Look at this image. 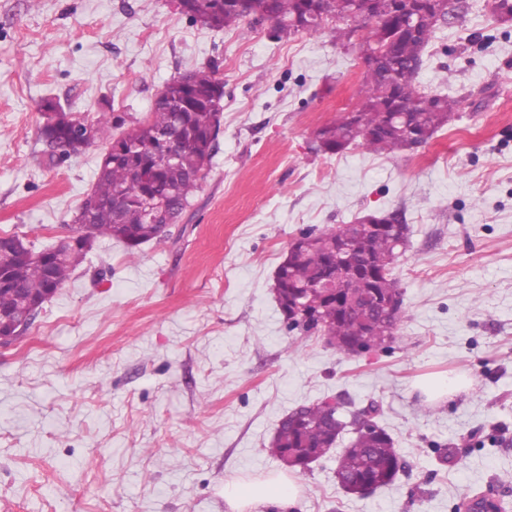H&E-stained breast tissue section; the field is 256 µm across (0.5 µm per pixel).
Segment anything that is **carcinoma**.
Masks as SVG:
<instances>
[{
	"instance_id": "carcinoma-1",
	"label": "carcinoma",
	"mask_w": 512,
	"mask_h": 512,
	"mask_svg": "<svg viewBox=\"0 0 512 512\" xmlns=\"http://www.w3.org/2000/svg\"><path fill=\"white\" fill-rule=\"evenodd\" d=\"M179 12L195 23L216 29L231 28L249 16L271 21L281 39L299 32L318 33L334 22L335 40L348 44L351 0H176ZM498 21L512 23V0H491ZM367 35L384 41L385 52L374 68L363 72L358 89L362 123L354 125L342 112L317 130L316 152L338 154L358 143L373 152L396 154L407 150L406 135L418 132L428 141L448 125L459 100L431 94L417 83L424 53L440 23L426 25L418 34L402 31L392 16L358 21ZM218 66L207 64L170 81L155 97L146 117L116 136L126 119L112 111L92 121L94 141L105 144L96 181L82 202L75 223L96 239L108 237L129 249L162 241L169 227L180 222L200 187L216 153L219 115L224 95L215 94ZM53 111L54 122L40 126V139L49 162L61 165L82 154L88 145L74 132L73 112L52 100L38 110ZM174 137L175 160L168 156L163 137ZM409 228L397 213H367L348 224L302 231L298 244L278 265L274 287L283 299L315 287L336 273V258L346 254L364 261L372 278L339 277L336 288L312 299L314 315L302 327L290 325L283 299L277 300L287 329L305 336H325L336 353L348 355L370 347L373 340L394 339L406 319L403 294L393 277L398 249L408 241ZM90 247L55 242L34 251L17 235L0 236V314L22 316L37 309L29 301L58 291L85 259ZM348 427L343 406L327 399L293 409L283 417L268 447L269 453L302 476L306 460H319ZM401 469V455L382 427L355 429V437L336 460V481L349 494L376 490L393 483Z\"/></svg>"
}]
</instances>
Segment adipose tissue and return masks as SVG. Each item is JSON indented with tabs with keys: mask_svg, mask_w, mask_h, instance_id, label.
Instances as JSON below:
<instances>
[{
	"mask_svg": "<svg viewBox=\"0 0 512 512\" xmlns=\"http://www.w3.org/2000/svg\"><path fill=\"white\" fill-rule=\"evenodd\" d=\"M298 494L293 476L282 472L254 481L224 485V500L230 512H255L261 506L277 508L278 512H293Z\"/></svg>",
	"mask_w": 512,
	"mask_h": 512,
	"instance_id": "obj_1",
	"label": "adipose tissue"
}]
</instances>
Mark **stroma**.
Segmentation results:
<instances>
[{
    "instance_id": "35a3bbf8",
    "label": "stroma",
    "mask_w": 512,
    "mask_h": 512,
    "mask_svg": "<svg viewBox=\"0 0 512 512\" xmlns=\"http://www.w3.org/2000/svg\"><path fill=\"white\" fill-rule=\"evenodd\" d=\"M269 28L211 29L172 0H0V234L34 249L68 232L104 152L49 166L43 100L132 123L174 76L214 62L224 81L212 166L168 239L97 238L0 345V512H228L225 483L284 471L267 451L281 417L339 395L377 406L404 467L352 495L327 454L293 512H455L489 490L512 505V23L467 0L437 31L419 85L459 110L395 155L315 152L358 101V51ZM368 212L409 226L407 319L345 356L288 331L274 274L301 231ZM427 375L472 385L432 403L414 387Z\"/></svg>"
}]
</instances>
